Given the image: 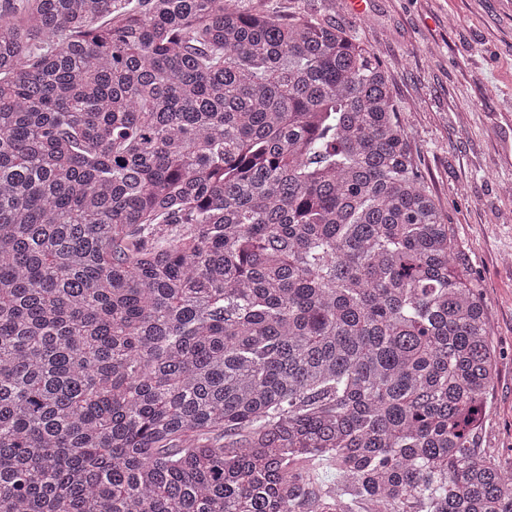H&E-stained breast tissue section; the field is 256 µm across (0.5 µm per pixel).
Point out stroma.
<instances>
[{
	"label": "stroma",
	"mask_w": 512,
	"mask_h": 512,
	"mask_svg": "<svg viewBox=\"0 0 512 512\" xmlns=\"http://www.w3.org/2000/svg\"><path fill=\"white\" fill-rule=\"evenodd\" d=\"M244 0L336 25L386 70L427 190L486 300L499 353L479 434L512 468V0Z\"/></svg>",
	"instance_id": "35a3bbf8"
}]
</instances>
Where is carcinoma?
<instances>
[{
  "label": "carcinoma",
  "mask_w": 512,
  "mask_h": 512,
  "mask_svg": "<svg viewBox=\"0 0 512 512\" xmlns=\"http://www.w3.org/2000/svg\"><path fill=\"white\" fill-rule=\"evenodd\" d=\"M239 2L0 8V512H512L385 69Z\"/></svg>",
  "instance_id": "1"
}]
</instances>
